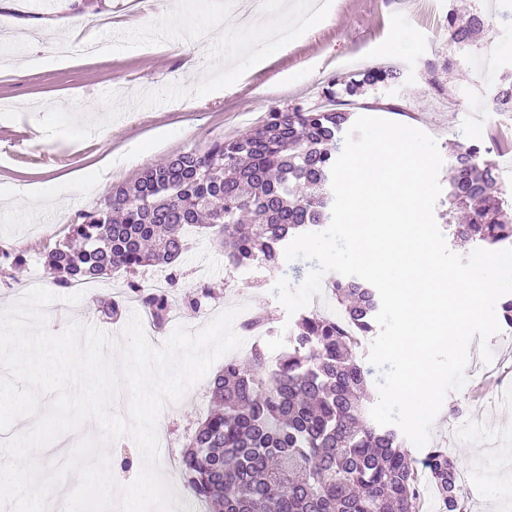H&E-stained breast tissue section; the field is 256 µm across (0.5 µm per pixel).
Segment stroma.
<instances>
[{
    "label": "stroma",
    "instance_id": "1",
    "mask_svg": "<svg viewBox=\"0 0 512 512\" xmlns=\"http://www.w3.org/2000/svg\"><path fill=\"white\" fill-rule=\"evenodd\" d=\"M21 19L41 22L70 12L87 22L94 39L111 52L78 55L71 61L45 63L46 44L37 39L26 52L34 59L23 68L0 69V189L25 187L41 193L43 208L0 204V308L11 309L36 286L49 287L40 254L64 237L75 215L97 206L104 191L95 172L112 158L113 183L136 179L145 169L189 149L205 148L216 138L242 135L267 113L308 109L321 100L336 77L362 66L397 65L398 82L367 89L351 109L416 127L438 145L476 140L512 190V114L491 110L489 92L500 74L512 71V0H334L305 35L288 45L269 44L255 52V29H240L226 45V21L235 11L229 0H53L47 10L19 0ZM485 14L488 28L477 45L451 44L443 21L449 12ZM159 39L163 49H132L143 37ZM501 50L498 68L481 70L480 55L490 40ZM450 70H439L442 60ZM191 247L180 264L184 289L197 276L214 288L218 310L244 305L267 313L273 335L245 337L237 357L252 345L276 354L287 346L294 324L273 294L274 277L260 267L241 273L224 265V256L207 235L189 231ZM25 263L14 277L6 270L13 256ZM165 269L152 267L131 275L122 271L93 282L78 303L49 305L47 327L62 331L68 323L99 321L100 298L119 292L128 281L164 280ZM209 382L201 380L162 418L175 448L159 458V468L180 500L189 492L177 463L190 429L206 415ZM444 409L460 408L463 420L477 424V439L449 435L434 422L429 446L453 447L460 464L472 467L477 480L467 494L469 512H512V408L488 414L469 387L450 392ZM91 439L117 471L116 486L132 482L140 451L131 436L107 439L96 422L61 436V449L40 459L44 471L62 462V448Z\"/></svg>",
    "mask_w": 512,
    "mask_h": 512
}]
</instances>
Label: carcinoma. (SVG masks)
Returning <instances> with one entry per match:
<instances>
[{"label":"carcinoma","mask_w":512,"mask_h":512,"mask_svg":"<svg viewBox=\"0 0 512 512\" xmlns=\"http://www.w3.org/2000/svg\"><path fill=\"white\" fill-rule=\"evenodd\" d=\"M485 27L479 12L464 20L448 14L455 45L475 43ZM399 76L373 67L345 81V92L353 97ZM490 100L494 111L512 113V74L493 85ZM352 123V113L335 108L271 112L241 137L146 169L76 214L68 235L43 251L47 278L70 288L159 266L175 292L189 226L210 231L234 268L280 272L286 246L331 221L330 169ZM487 154L475 142L449 143L448 202L439 217L454 236L493 249L512 245V204ZM128 288L165 323L167 298L134 281ZM331 299L341 317L302 314L274 362L255 349L212 378L213 408L189 432L180 457L191 496L208 512H418L421 489L405 440L374 423L364 400L372 371L360 350L374 330L379 295L336 278ZM424 464L446 512H465L448 449H430Z\"/></svg>","instance_id":"cac0c4a2"}]
</instances>
